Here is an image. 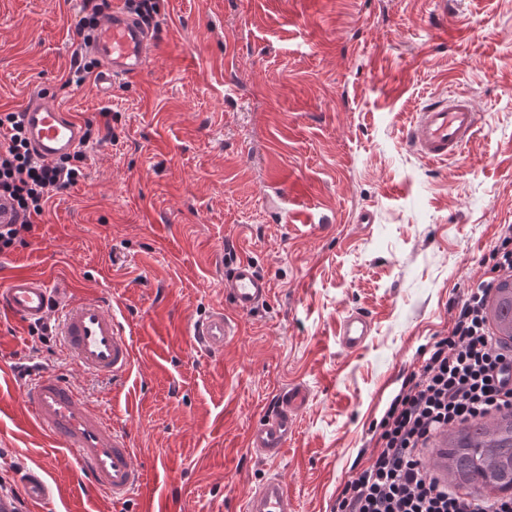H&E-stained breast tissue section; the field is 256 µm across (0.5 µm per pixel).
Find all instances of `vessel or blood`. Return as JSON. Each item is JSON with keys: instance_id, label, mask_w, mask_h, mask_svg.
I'll list each match as a JSON object with an SVG mask.
<instances>
[{"instance_id": "b4317fda", "label": "vessel or blood", "mask_w": 512, "mask_h": 512, "mask_svg": "<svg viewBox=\"0 0 512 512\" xmlns=\"http://www.w3.org/2000/svg\"><path fill=\"white\" fill-rule=\"evenodd\" d=\"M152 44L150 31L136 18L122 7H111L83 46L84 52L99 64L94 77L96 90L107 95L116 81L141 75ZM21 113L30 144L42 159L55 161L81 147L82 122L50 101L48 95H30ZM479 126V114L470 100L452 95L419 113L409 132V142L423 158L445 160L461 154ZM224 292L236 314H246L266 300L270 285L250 260L242 259L235 262L225 278ZM53 308L51 288L41 276L16 273L0 288V311L22 322L47 320ZM370 333L368 318L351 313L340 324L338 341L343 349L355 352L364 346ZM59 334L67 354L86 374L115 379L132 367L133 344L123 335L111 307L101 299L85 298L66 304ZM189 334L196 344L216 355L233 341L237 324L234 316L216 308L196 320ZM22 401L36 432L72 453L98 494L120 503L141 491L144 470L127 437L64 377L33 375L22 390ZM308 402L309 393L303 386L283 390L276 409L262 414L251 428L249 446L269 457L280 455L294 432L298 413ZM242 512H295V508L287 484L274 474L248 494Z\"/></svg>"}]
</instances>
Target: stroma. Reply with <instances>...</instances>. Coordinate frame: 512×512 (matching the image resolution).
<instances>
[{
	"mask_svg": "<svg viewBox=\"0 0 512 512\" xmlns=\"http://www.w3.org/2000/svg\"><path fill=\"white\" fill-rule=\"evenodd\" d=\"M82 7L0 0V113L39 90L92 131L85 179L0 254V283L23 271L65 283L59 303L101 298L135 362L118 382L87 377L57 336L0 315V476L20 485L38 468L59 488L22 512H140L141 498L91 492L72 455L32 430L29 367L106 410L146 471L141 497L167 512H241L272 474L295 512H331L512 225V0H158L147 70L107 98L70 79ZM452 91L483 124L461 155L430 162L407 134ZM273 178L296 194L297 220H273ZM243 258L272 293L237 315L223 356L201 352L189 324L234 313L224 274ZM354 311L371 334L352 353L336 330ZM292 384L310 403L287 448L264 457L248 433Z\"/></svg>",
	"mask_w": 512,
	"mask_h": 512,
	"instance_id": "stroma-1",
	"label": "stroma"
}]
</instances>
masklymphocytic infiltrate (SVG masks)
Masks as SVG:
<instances>
[{
  "instance_id": "obj_1",
  "label": "lymphocytic infiltrate",
  "mask_w": 512,
  "mask_h": 512,
  "mask_svg": "<svg viewBox=\"0 0 512 512\" xmlns=\"http://www.w3.org/2000/svg\"><path fill=\"white\" fill-rule=\"evenodd\" d=\"M83 152L48 163L31 151L19 113L0 114V199L18 215L0 224V253L25 244L52 193L84 177ZM490 290L472 289L457 306L446 336L421 352L389 403L335 512H512V496L451 490L422 451L448 428L512 412V342L494 337L486 315Z\"/></svg>"
}]
</instances>
